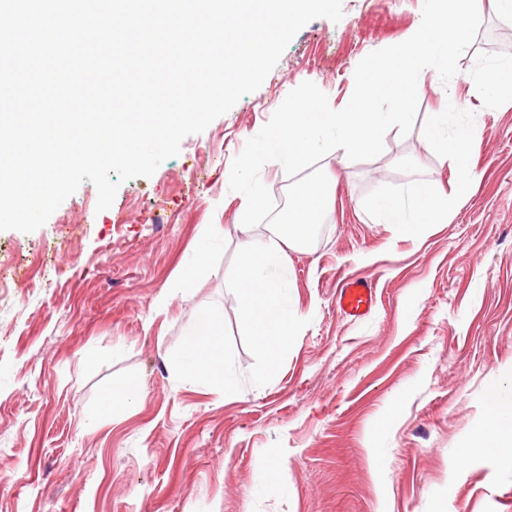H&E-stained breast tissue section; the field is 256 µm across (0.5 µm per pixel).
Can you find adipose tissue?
<instances>
[{
  "label": "adipose tissue",
  "instance_id": "ef3b65f1",
  "mask_svg": "<svg viewBox=\"0 0 512 512\" xmlns=\"http://www.w3.org/2000/svg\"><path fill=\"white\" fill-rule=\"evenodd\" d=\"M427 137L436 148L452 158L459 170L468 168V148L474 138L470 126H449L447 113L435 117L427 130ZM371 212L379 214L389 223L400 225L405 233L421 232L424 225L438 224L447 219L451 201L439 195L432 184L419 183L410 200L377 197L367 204ZM500 451L504 462L512 463V410L497 401H490L485 423L471 436L463 448L469 456L482 451Z\"/></svg>",
  "mask_w": 512,
  "mask_h": 512
}]
</instances>
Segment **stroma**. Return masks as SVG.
Returning a JSON list of instances; mask_svg holds the SVG:
<instances>
[{
    "label": "stroma",
    "mask_w": 512,
    "mask_h": 512,
    "mask_svg": "<svg viewBox=\"0 0 512 512\" xmlns=\"http://www.w3.org/2000/svg\"><path fill=\"white\" fill-rule=\"evenodd\" d=\"M422 6L342 0L339 22L306 24L257 91L109 209L86 182L36 231L0 232V512H512V465L457 457L490 396L512 400V96L480 89L512 62V16L491 0H477L482 25L450 86L421 72L407 136L388 131L370 160H321L319 238L285 249L307 325L274 379L225 395L169 362L208 304L240 333L224 280L244 201L233 159L303 82L345 107L358 63L410 38ZM444 110L476 129L468 175L427 140ZM422 181L458 198L447 223L409 235L362 208ZM211 224L224 234L197 279ZM344 277L374 281L367 317L337 310ZM127 380L137 404L86 428ZM219 226L220 225L218 224H211L197 245L196 250L198 254L195 261L191 264V271L195 277H203L208 275L210 272L207 250L212 241L218 236L220 231Z\"/></svg>",
    "instance_id": "obj_1"
}]
</instances>
